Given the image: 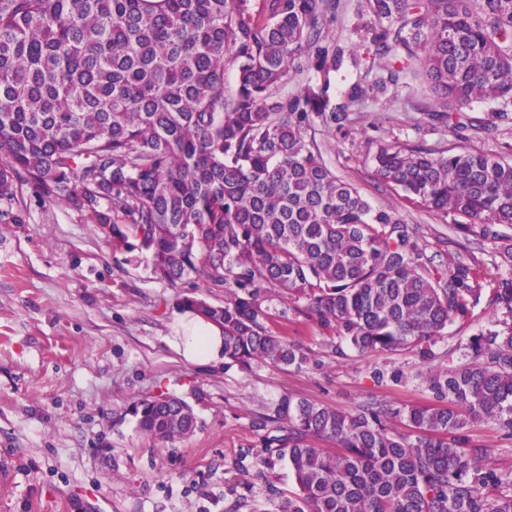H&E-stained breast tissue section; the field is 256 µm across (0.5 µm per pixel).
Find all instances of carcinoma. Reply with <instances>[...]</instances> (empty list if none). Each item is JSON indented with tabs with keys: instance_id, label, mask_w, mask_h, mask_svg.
<instances>
[{
	"instance_id": "carcinoma-1",
	"label": "carcinoma",
	"mask_w": 512,
	"mask_h": 512,
	"mask_svg": "<svg viewBox=\"0 0 512 512\" xmlns=\"http://www.w3.org/2000/svg\"><path fill=\"white\" fill-rule=\"evenodd\" d=\"M262 2L0 0V200L29 183L86 212L113 245L149 253L159 278L225 288L222 305L182 303L224 328L225 360L243 368L309 360L268 327L275 293L308 302L342 356L415 350L428 363V405L373 399L353 415L273 402L254 427L296 491L271 486L249 512H512V469L469 438L487 421L512 439V272L487 282L474 264L424 261L415 228L336 176L301 122L347 119L329 96L344 51L321 46L339 0ZM358 11L377 90L418 81L445 123L498 103L475 125L488 135L512 121V0H359ZM311 51L318 81L281 96ZM374 164L379 183L483 225L490 241L493 226H512L510 161L401 144ZM486 290L496 318L446 348L462 352L456 364H432ZM373 378L405 381L386 368ZM131 412L162 447L196 428L177 398Z\"/></svg>"
}]
</instances>
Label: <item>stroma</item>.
Wrapping results in <instances>:
<instances>
[{"label": "stroma", "mask_w": 512, "mask_h": 512, "mask_svg": "<svg viewBox=\"0 0 512 512\" xmlns=\"http://www.w3.org/2000/svg\"><path fill=\"white\" fill-rule=\"evenodd\" d=\"M356 7L340 0L325 29L326 43L348 55L362 51ZM342 73L332 101L360 86V105L330 130L308 117L307 140L374 208L417 227L426 257L444 251L496 277L500 260L480 230L461 234L457 216L378 184L374 157L395 144H465L512 160V124L492 137L458 129L431 118L423 91L378 93L364 65ZM187 296L224 302L223 289L199 278L159 279L148 254L113 248L84 212L33 186L0 201V512H228L294 489L285 462H261L253 422L264 404L287 393L353 414L375 398L428 399L415 352L338 355L307 302L279 297L269 325L308 352L302 369L188 365L167 343ZM379 367L403 371L406 382L377 385ZM159 396L185 401L197 418L193 434L163 448L129 412L134 400Z\"/></svg>", "instance_id": "1"}]
</instances>
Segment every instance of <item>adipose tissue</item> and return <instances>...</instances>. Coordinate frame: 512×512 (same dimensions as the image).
Returning <instances> with one entry per match:
<instances>
[{"label":"adipose tissue","mask_w":512,"mask_h":512,"mask_svg":"<svg viewBox=\"0 0 512 512\" xmlns=\"http://www.w3.org/2000/svg\"><path fill=\"white\" fill-rule=\"evenodd\" d=\"M169 345L188 364L219 366L224 362V332L221 327L193 310H185L175 320V334Z\"/></svg>","instance_id":"ef3b65f1"}]
</instances>
